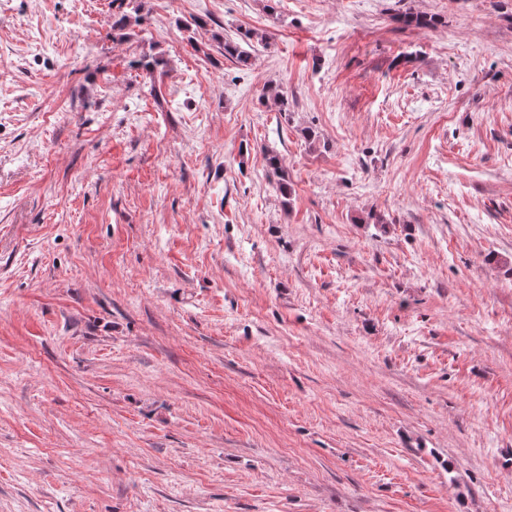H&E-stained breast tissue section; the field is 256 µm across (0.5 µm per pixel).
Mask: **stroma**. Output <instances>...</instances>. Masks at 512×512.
Returning <instances> with one entry per match:
<instances>
[{
    "mask_svg": "<svg viewBox=\"0 0 512 512\" xmlns=\"http://www.w3.org/2000/svg\"><path fill=\"white\" fill-rule=\"evenodd\" d=\"M0 512H512V0H0Z\"/></svg>",
    "mask_w": 512,
    "mask_h": 512,
    "instance_id": "stroma-1",
    "label": "stroma"
}]
</instances>
